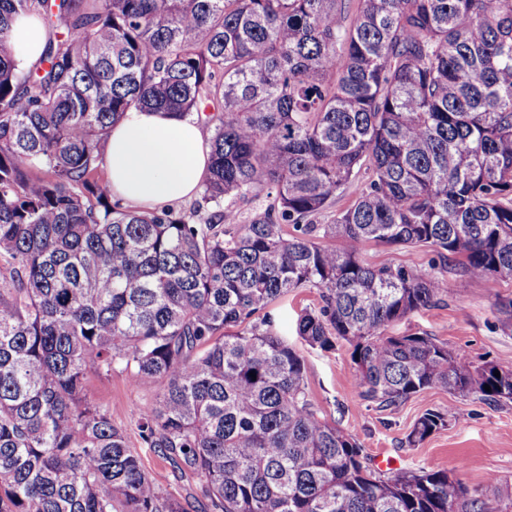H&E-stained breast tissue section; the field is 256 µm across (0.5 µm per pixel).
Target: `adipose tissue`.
Segmentation results:
<instances>
[{
    "mask_svg": "<svg viewBox=\"0 0 512 512\" xmlns=\"http://www.w3.org/2000/svg\"><path fill=\"white\" fill-rule=\"evenodd\" d=\"M14 28L16 57L29 65L37 62L47 29L30 15L19 17ZM105 162L115 199L154 209L199 192L210 166V147L197 119L132 110L113 126Z\"/></svg>",
    "mask_w": 512,
    "mask_h": 512,
    "instance_id": "ef3b65f1",
    "label": "adipose tissue"
}]
</instances>
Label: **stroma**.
Listing matches in <instances>:
<instances>
[{
  "instance_id": "1",
  "label": "stroma",
  "mask_w": 512,
  "mask_h": 512,
  "mask_svg": "<svg viewBox=\"0 0 512 512\" xmlns=\"http://www.w3.org/2000/svg\"><path fill=\"white\" fill-rule=\"evenodd\" d=\"M364 260L372 265L429 267L438 257L427 247L369 245ZM512 297V282L470 279L449 272L448 286L438 304L415 312L390 325L387 335L425 333L460 350L477 363L491 362L512 370V331L504 330L500 298ZM319 292L302 288L278 300L272 314L280 331L305 361V381L311 401L328 420L355 433L364 448L365 463L379 470V457L392 460L394 468H441L455 475L470 494L478 495L484 512H500L512 493V403L488 404L442 388L421 391L394 409L366 405L350 380L353 363L346 347L323 352L298 342L295 323L303 309L317 306ZM160 388L146 381L131 386L125 373L91 376V398L106 408L113 423L123 429L130 449L162 492L172 498L198 502L201 486L196 477L174 470L154 449L145 447L138 435L141 412L155 405ZM455 405L457 417L421 445L408 447L406 436L424 412Z\"/></svg>"
}]
</instances>
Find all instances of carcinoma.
I'll return each instance as SVG.
<instances>
[{"instance_id":"1","label":"carcinoma","mask_w":512,"mask_h":512,"mask_svg":"<svg viewBox=\"0 0 512 512\" xmlns=\"http://www.w3.org/2000/svg\"><path fill=\"white\" fill-rule=\"evenodd\" d=\"M29 13L52 33L34 66L12 46ZM141 108L212 126L187 210L112 198L106 142ZM261 198L246 224L224 206ZM373 243L442 264L373 266ZM450 264L512 281V0H0V512H204L88 399L115 369L160 385L139 437L213 512H482L444 469L366 466L270 313L318 289L297 336L348 346L379 408L431 388L511 403L512 370L385 335ZM454 419L427 411L408 444Z\"/></svg>"}]
</instances>
